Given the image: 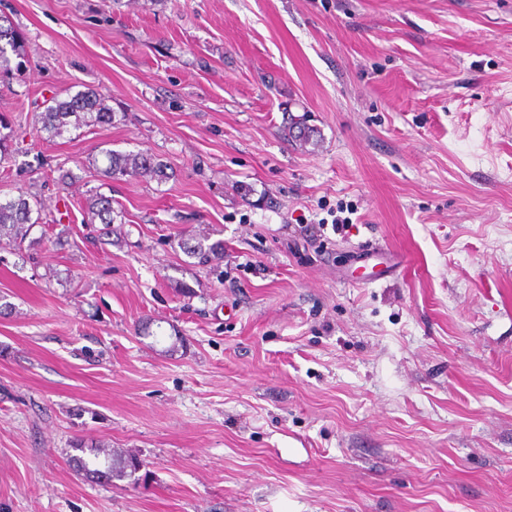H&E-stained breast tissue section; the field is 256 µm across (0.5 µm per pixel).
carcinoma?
I'll return each mask as SVG.
<instances>
[{
  "instance_id": "obj_1",
  "label": "carcinoma",
  "mask_w": 512,
  "mask_h": 512,
  "mask_svg": "<svg viewBox=\"0 0 512 512\" xmlns=\"http://www.w3.org/2000/svg\"><path fill=\"white\" fill-rule=\"evenodd\" d=\"M24 65L23 36L10 20L0 17V79H10L21 73ZM116 118L117 113L112 110L107 99L90 89L70 94L64 99L55 97L36 116L40 131L47 135L49 141L65 139L72 131L82 127L110 126ZM286 132L291 140L302 146L311 143L316 136L315 129L302 118L290 120ZM105 157L107 165L102 173L107 179L142 176L163 181L169 178L167 165L143 151L122 153L110 149L105 151ZM40 212L41 203L32 195L21 192L16 196L0 197V241L7 239L16 247H22L33 226L41 220ZM89 213L92 224H113L112 198L103 194L95 196ZM182 248L189 257L197 259L199 265L219 260L224 255V242H212L208 236L195 239L193 244L185 241ZM95 452L112 458V463L102 471L90 467L89 462L77 456L74 462L85 475L101 480L125 475L129 462L123 460L122 456L105 447H98Z\"/></svg>"
}]
</instances>
